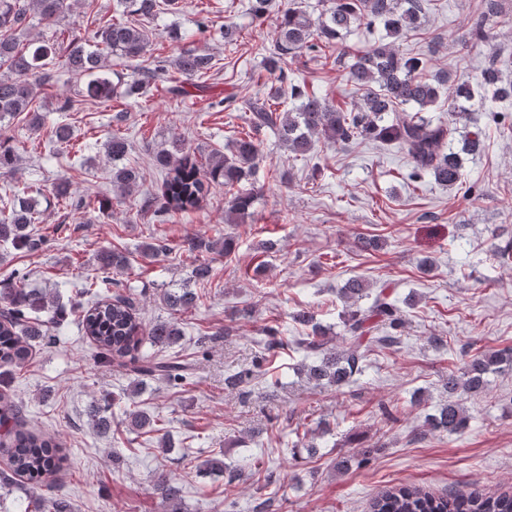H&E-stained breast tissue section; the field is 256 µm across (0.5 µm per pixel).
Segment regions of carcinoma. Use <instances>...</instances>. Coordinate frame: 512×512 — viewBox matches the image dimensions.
<instances>
[{
    "label": "carcinoma",
    "mask_w": 512,
    "mask_h": 512,
    "mask_svg": "<svg viewBox=\"0 0 512 512\" xmlns=\"http://www.w3.org/2000/svg\"><path fill=\"white\" fill-rule=\"evenodd\" d=\"M124 13L153 19L177 4V0H118ZM65 0H0V120L27 112L29 123L38 127L40 117L33 104L38 91L52 83L57 76L55 44L32 40L19 47L16 33L26 31L36 15L46 26L55 24L63 12ZM423 16L421 0H330V5L314 18L299 8H290L281 17L276 31L274 50L265 60L271 73L285 75L288 60L304 51L316 52L322 44L338 40L354 25L380 23L387 41L374 48L348 55L344 61L350 81L362 91L355 109L343 111L322 97L308 93L306 86L292 84L289 90L278 89L268 98H254L243 109L250 112L249 126L258 131L268 129L295 156L304 157L313 148V137L321 136L338 144H348L359 137L375 136L405 150L413 164L411 178L425 174L437 184L447 187L462 184L460 150L454 145L458 114L468 111L479 91L492 94L499 101L512 100V82L500 84L495 66L486 67L480 86L464 79L449 80L441 75L430 82L417 74L421 61L407 56L395 47L396 40L417 28ZM150 46V37L143 27L129 21H112L95 32V45L72 40L65 52L62 68L71 77L89 78L87 95L94 99L112 98V83L104 76L109 69V56L118 54L126 59L143 58ZM174 66L184 81L196 90H206L201 79L216 69L215 57L198 48L183 50ZM165 72L157 64L142 71L141 77L127 84L125 94H147L152 80ZM289 94L293 106L282 110L277 99ZM443 98L448 99V116L437 119L425 116ZM71 104L64 100L58 107L62 115L53 126L52 138L58 145H70L73 132L66 120ZM112 167V187L121 196L136 188L139 173L132 166L116 165L128 150L125 138L112 136L106 144ZM261 158L259 142L246 134L225 146V152H215L209 159L205 174H200L190 150L176 141L173 150L155 153L153 162L163 175L164 192L161 208L164 212L187 213L196 209L215 185L234 188L250 175ZM16 154L13 146L0 141V175L14 170ZM57 201L67 206H81L73 199L70 184L62 179L54 186ZM252 203V193L239 189L231 194L228 212L244 215ZM37 202L14 190L0 196V243L36 250L43 238L38 234ZM98 263L103 271H122L128 266L127 256L118 251L103 249ZM213 275L211 260L202 258L193 269L195 282L205 284ZM102 283L86 279L81 294L96 299L82 310L78 325L84 335L91 337L97 356L105 363H115L134 376L133 383L147 379H166L176 384L192 378L191 367L177 356L163 350L177 344L182 329L176 317L195 307L200 296L184 287L163 295V302L173 318L158 320L146 327L138 316L133 294L116 295L111 300L99 298ZM341 298L349 311L344 322L353 343L346 350L330 346V340L312 314L300 310L293 321L303 333L294 343L302 353L300 368L308 379L318 385L336 387L347 385L361 371L360 341L370 324L383 329L378 343L391 347L399 343L395 330L402 325V310L385 290L376 293L362 278L348 279L341 289ZM362 299L368 306L358 305ZM48 303L46 295L28 286L27 275L15 272L0 280V386L7 387L14 373L30 356L31 347L50 337L54 322L40 316ZM512 360L509 354L497 351H478L463 371L448 370L445 388L448 403L433 417V427L450 434L460 431L467 420L464 407L455 394L464 391L473 396L486 386V375L502 363ZM256 377L255 371L242 369L224 377V385L239 388ZM86 416L95 430L106 436L112 432V417L108 406L97 402L86 409ZM129 430L142 434L161 431L159 415L138 405L128 409L124 417ZM0 447L7 449L9 469L0 471V489L23 487L29 492L19 512H71L64 497H48L42 488L51 487L54 476L64 463L61 445L55 437L26 428L21 407L8 395L0 393ZM204 465L211 471L225 474L227 483L241 479L245 469L213 456ZM154 493L164 505L163 512H183V486L162 473L154 483ZM370 512H512V494L485 496L476 492L459 491L436 495L418 486H396L377 494L370 503Z\"/></svg>",
    "instance_id": "carcinoma-1"
}]
</instances>
